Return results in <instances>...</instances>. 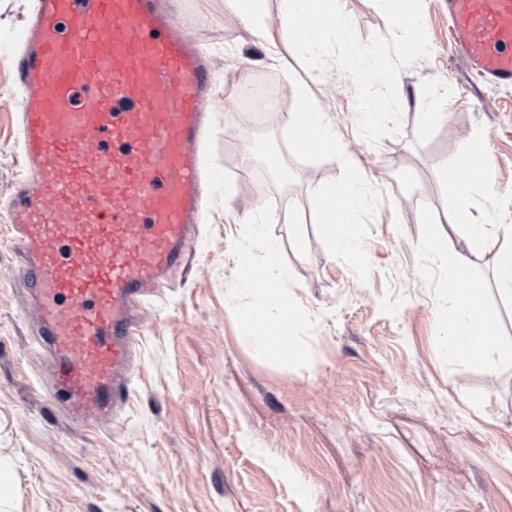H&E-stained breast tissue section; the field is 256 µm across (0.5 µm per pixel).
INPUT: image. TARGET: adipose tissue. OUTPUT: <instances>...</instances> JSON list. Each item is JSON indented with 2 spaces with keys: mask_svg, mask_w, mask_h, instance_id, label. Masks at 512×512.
Masks as SVG:
<instances>
[{
  "mask_svg": "<svg viewBox=\"0 0 512 512\" xmlns=\"http://www.w3.org/2000/svg\"><path fill=\"white\" fill-rule=\"evenodd\" d=\"M225 5L256 35L263 37L267 63L275 68L287 69L288 61L266 26L265 0H225ZM297 98L304 106L303 111L278 113L280 125L296 135L304 131L311 133L322 145L324 154L348 162L343 145L313 93L302 85L298 88ZM484 167L483 153L470 150L462 154L451 169L441 171L439 176L443 189L453 202L449 222L455 234L464 242L463 250L448 253V290L454 300L448 314V333L455 337L458 349L479 361L484 360L488 352L497 349L498 344L496 340L482 337L483 325L493 321L494 316L484 305L480 289L472 283L470 271L483 258L490 242L503 238L512 243V225L499 224L494 219L491 209L493 184L487 180ZM369 188V181L357 178L338 186L331 184L317 189L316 199L321 203L319 213L323 231L335 252H354L348 224L354 213L365 205ZM333 195L340 198L338 207L324 208V200ZM278 251L274 242H265L264 285L255 289L254 305L242 314V321L248 328L267 329L285 318L286 307L278 287L282 276Z\"/></svg>",
  "mask_w": 512,
  "mask_h": 512,
  "instance_id": "1",
  "label": "adipose tissue"
}]
</instances>
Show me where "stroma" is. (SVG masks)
<instances>
[{
  "label": "stroma",
  "instance_id": "35a3bbf8",
  "mask_svg": "<svg viewBox=\"0 0 512 512\" xmlns=\"http://www.w3.org/2000/svg\"><path fill=\"white\" fill-rule=\"evenodd\" d=\"M177 23L215 72L206 143L209 182L186 258L140 312L123 412L109 426L65 421L41 385L5 200L25 175L16 139L21 96L10 42L33 0H0V512H512V304L501 299L493 242L472 278L496 318L498 353L477 364L448 352V224L438 173L470 147L487 158L497 223L512 225V86L482 78L448 51L445 0H424L432 54L402 70L401 135L371 145L356 128L355 91L336 67L307 70L280 25L267 22L289 70L267 65L262 40L224 0H172ZM268 80L283 106L306 82L351 161L299 147L278 125L255 131L232 103L242 82ZM450 97L432 136L418 115ZM276 153L287 179L263 154ZM366 177L373 193L349 232L356 260L332 254L314 189ZM262 205L264 221L244 223ZM306 245L291 240L289 215ZM432 233L439 249L418 239ZM281 248L279 286L293 315L268 355L241 313L254 296L239 260Z\"/></svg>",
  "mask_w": 512,
  "mask_h": 512
}]
</instances>
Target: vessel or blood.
Instances as JSON below:
<instances>
[{
	"label": "vessel or blood",
	"mask_w": 512,
	"mask_h": 512,
	"mask_svg": "<svg viewBox=\"0 0 512 512\" xmlns=\"http://www.w3.org/2000/svg\"><path fill=\"white\" fill-rule=\"evenodd\" d=\"M450 50L512 85V0H448ZM26 164L7 202L42 381L65 414L125 406L135 309L201 216L215 74L160 0H34L14 35Z\"/></svg>",
	"instance_id": "1"
}]
</instances>
